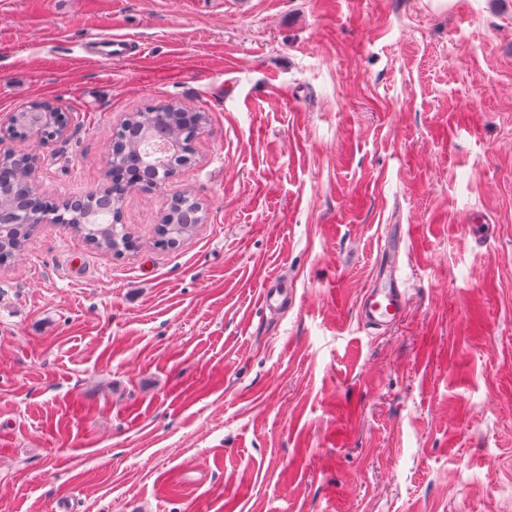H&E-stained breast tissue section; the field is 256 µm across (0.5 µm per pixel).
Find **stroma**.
<instances>
[{"label":"stroma","mask_w":512,"mask_h":512,"mask_svg":"<svg viewBox=\"0 0 512 512\" xmlns=\"http://www.w3.org/2000/svg\"><path fill=\"white\" fill-rule=\"evenodd\" d=\"M36 100L72 117L52 200L128 113L206 125L126 196L141 249L50 224L0 266V512H512V0H0V126ZM185 191L202 224L149 247ZM408 252L409 247L402 236L387 251L386 258L379 265V279L366 291L358 306V320L363 326L386 331L403 321L408 278L399 265V257Z\"/></svg>","instance_id":"obj_1"}]
</instances>
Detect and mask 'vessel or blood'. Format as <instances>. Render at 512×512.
Here are the masks:
<instances>
[{"instance_id": "b4317fda", "label": "vessel or blood", "mask_w": 512, "mask_h": 512, "mask_svg": "<svg viewBox=\"0 0 512 512\" xmlns=\"http://www.w3.org/2000/svg\"><path fill=\"white\" fill-rule=\"evenodd\" d=\"M408 251L406 241L397 239L381 261L375 285L366 291L358 306V320L363 326L385 331L403 321L407 277L399 264V257Z\"/></svg>"}]
</instances>
